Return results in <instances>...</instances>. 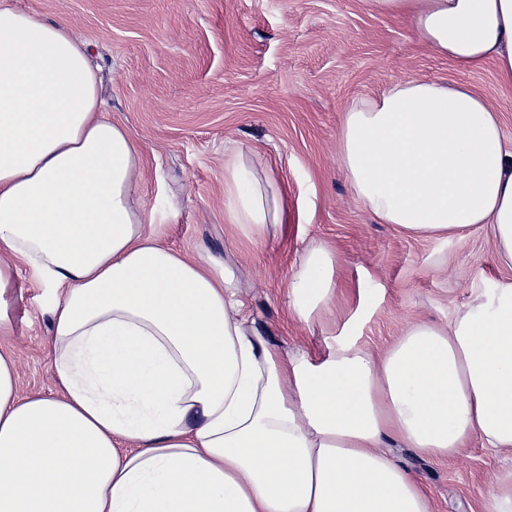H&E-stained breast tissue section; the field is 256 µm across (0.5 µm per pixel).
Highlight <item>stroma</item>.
I'll list each match as a JSON object with an SVG mask.
<instances>
[{
    "mask_svg": "<svg viewBox=\"0 0 512 512\" xmlns=\"http://www.w3.org/2000/svg\"><path fill=\"white\" fill-rule=\"evenodd\" d=\"M65 20L90 43L108 118L144 150L141 202L156 210L162 243L226 261L245 311L282 352L323 357L341 332L382 354L415 321L442 322L512 270L497 262L490 230L425 238L375 221L339 166L343 111L400 78L471 86L498 111L512 151V87L494 65L454 70L423 49L409 20L368 12L361 0H7ZM270 166L288 188L283 224L242 243L224 222V160L235 152ZM323 242L336 273L372 297L339 299L310 321L288 312L287 285L303 253ZM59 292L17 264L0 293L8 325L0 349L16 363L19 396H53L50 341ZM427 490L431 512H488L512 455L472 439L450 459L393 446Z\"/></svg>",
    "mask_w": 512,
    "mask_h": 512,
    "instance_id": "35a3bbf8",
    "label": "stroma"
}]
</instances>
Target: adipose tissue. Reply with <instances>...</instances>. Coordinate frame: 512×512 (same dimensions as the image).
<instances>
[{
  "label": "adipose tissue",
  "instance_id": "1",
  "mask_svg": "<svg viewBox=\"0 0 512 512\" xmlns=\"http://www.w3.org/2000/svg\"><path fill=\"white\" fill-rule=\"evenodd\" d=\"M410 20L461 71L512 84V0H361ZM88 42L0 4V291L15 263L61 291L60 393L19 397L0 353V512H430L387 441L440 458L472 438L512 453V280L380 356L337 341L317 362L248 324L230 268L162 245L139 202L143 148L103 115ZM340 166L383 224L443 237L489 227L512 266V152L469 85L401 79L347 108ZM286 192L241 152L224 221L248 239ZM335 253L288 284L300 319L345 295Z\"/></svg>",
  "mask_w": 512,
  "mask_h": 512
}]
</instances>
